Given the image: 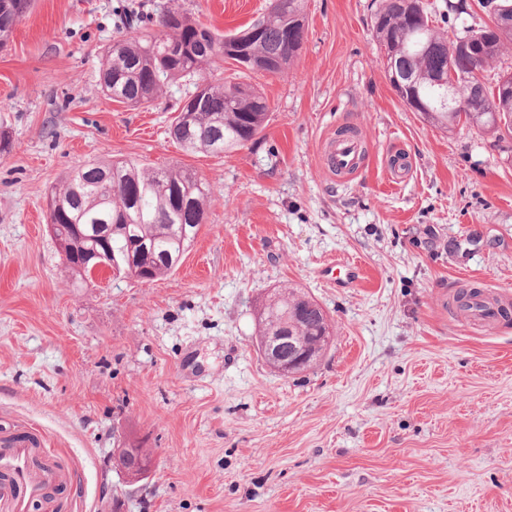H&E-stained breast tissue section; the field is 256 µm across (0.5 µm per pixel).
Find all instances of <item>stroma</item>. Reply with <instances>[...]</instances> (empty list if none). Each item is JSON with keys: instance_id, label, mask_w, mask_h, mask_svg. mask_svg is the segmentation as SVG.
<instances>
[{"instance_id": "35a3bbf8", "label": "stroma", "mask_w": 512, "mask_h": 512, "mask_svg": "<svg viewBox=\"0 0 512 512\" xmlns=\"http://www.w3.org/2000/svg\"><path fill=\"white\" fill-rule=\"evenodd\" d=\"M380 2L305 0L283 72H212L270 106L221 156L169 134L192 84L118 103L102 55L138 36L133 12L228 33L269 0H36L0 49V439L34 437L63 467L57 512H512V317L476 325L453 301L468 286L512 308V144L404 105L372 36ZM345 126L364 155L335 175L323 147ZM94 159L212 186L167 277L82 284L65 265L47 196ZM288 286L334 335L285 378L255 327ZM133 439L155 460L137 484L112 456Z\"/></svg>"}]
</instances>
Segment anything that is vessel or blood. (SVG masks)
Here are the masks:
<instances>
[{
  "label": "vessel or blood",
  "instance_id": "b4317fda",
  "mask_svg": "<svg viewBox=\"0 0 512 512\" xmlns=\"http://www.w3.org/2000/svg\"><path fill=\"white\" fill-rule=\"evenodd\" d=\"M360 146L353 140H329L323 154L328 168L348 170L357 163ZM29 440L17 438L0 446V512H32L49 506L50 495L63 484L61 473L37 467Z\"/></svg>",
  "mask_w": 512,
  "mask_h": 512
}]
</instances>
